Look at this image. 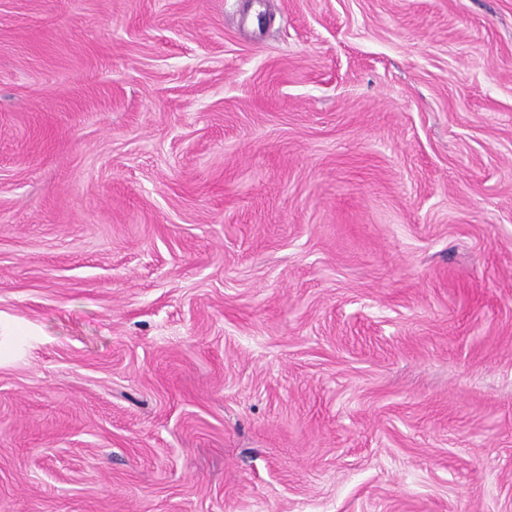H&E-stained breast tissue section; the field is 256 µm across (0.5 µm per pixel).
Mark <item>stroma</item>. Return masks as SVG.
I'll list each match as a JSON object with an SVG mask.
<instances>
[{"label":"stroma","instance_id":"35a3bbf8","mask_svg":"<svg viewBox=\"0 0 512 512\" xmlns=\"http://www.w3.org/2000/svg\"><path fill=\"white\" fill-rule=\"evenodd\" d=\"M0 512H512V0H0Z\"/></svg>","mask_w":512,"mask_h":512}]
</instances>
